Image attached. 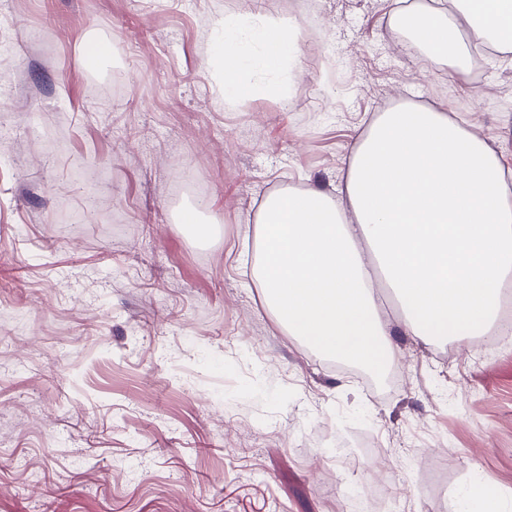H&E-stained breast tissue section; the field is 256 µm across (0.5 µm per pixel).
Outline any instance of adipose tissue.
<instances>
[{
	"label": "adipose tissue",
	"mask_w": 512,
	"mask_h": 512,
	"mask_svg": "<svg viewBox=\"0 0 512 512\" xmlns=\"http://www.w3.org/2000/svg\"><path fill=\"white\" fill-rule=\"evenodd\" d=\"M481 12L396 11L395 23L464 75L471 45L512 50V0ZM296 24L229 16L221 34L224 103L237 107L254 75L293 60ZM338 197L319 189L261 204L251 263L265 307L289 335L326 356L381 367L395 329L444 344L487 334L512 288V168L446 109L400 103L356 138ZM394 291L399 322L375 291Z\"/></svg>",
	"instance_id": "adipose-tissue-1"
}]
</instances>
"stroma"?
<instances>
[{"instance_id":"stroma-1","label":"stroma","mask_w":512,"mask_h":512,"mask_svg":"<svg viewBox=\"0 0 512 512\" xmlns=\"http://www.w3.org/2000/svg\"><path fill=\"white\" fill-rule=\"evenodd\" d=\"M397 7L0 0V512H357L370 456L401 512H454L476 477L512 500V338L444 361L396 336L406 382L384 396L386 373L362 379L288 336L241 262L261 202L334 193L394 89L466 106L512 167V59L480 53L481 77L449 80L397 31ZM247 10L305 16L319 38L287 96L231 110L219 37ZM78 157L108 183L73 233L57 206L85 205Z\"/></svg>"}]
</instances>
